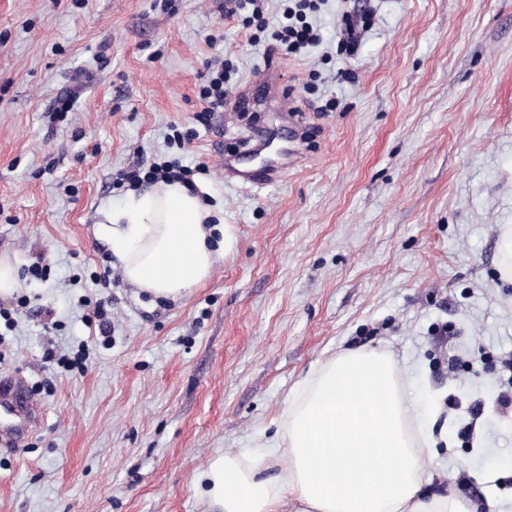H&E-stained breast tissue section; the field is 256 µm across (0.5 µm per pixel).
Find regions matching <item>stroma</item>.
<instances>
[{"instance_id":"1","label":"stroma","mask_w":512,"mask_h":512,"mask_svg":"<svg viewBox=\"0 0 512 512\" xmlns=\"http://www.w3.org/2000/svg\"><path fill=\"white\" fill-rule=\"evenodd\" d=\"M285 0H0V377L37 431L0 447V512H206L195 475L277 438L295 386L337 353L392 352L433 417L422 487L512 512V0H370L356 49L336 22L286 54ZM229 80L198 120L207 62ZM71 108L63 112L61 101ZM307 126L279 183L241 188L225 156ZM200 166L234 245L177 300L127 282L94 235L142 161ZM108 304L111 328L98 331ZM482 403L472 439L449 395ZM498 249L500 254L499 274L505 282L512 283V224L499 227Z\"/></svg>"}]
</instances>
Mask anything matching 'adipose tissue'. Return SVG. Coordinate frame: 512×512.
Masks as SVG:
<instances>
[{
  "mask_svg": "<svg viewBox=\"0 0 512 512\" xmlns=\"http://www.w3.org/2000/svg\"><path fill=\"white\" fill-rule=\"evenodd\" d=\"M101 215L96 234L124 279L158 297L203 282L232 245L201 197L177 182ZM274 448L288 459L275 474L266 453L214 458L195 480L210 512H282L289 502L296 512H467L457 498L423 494L434 444L383 351L343 352L293 390Z\"/></svg>",
  "mask_w": 512,
  "mask_h": 512,
  "instance_id": "1",
  "label": "adipose tissue"
}]
</instances>
